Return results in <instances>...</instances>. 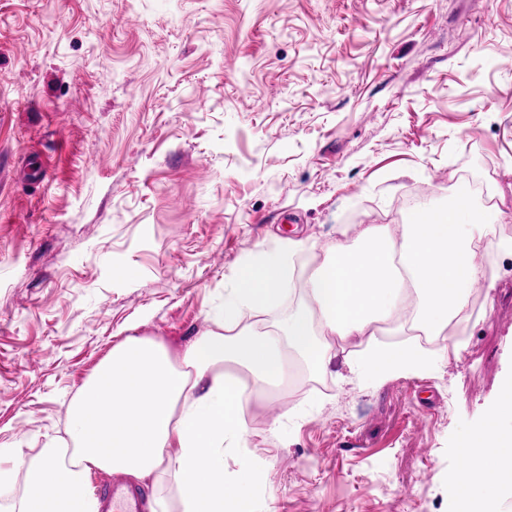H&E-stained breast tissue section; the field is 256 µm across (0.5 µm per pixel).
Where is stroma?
Wrapping results in <instances>:
<instances>
[{"mask_svg":"<svg viewBox=\"0 0 512 512\" xmlns=\"http://www.w3.org/2000/svg\"><path fill=\"white\" fill-rule=\"evenodd\" d=\"M471 181L512 239V0H0V446L65 436L125 337L180 351L251 252L305 239L299 284ZM483 265L432 371L245 405L257 512H456L512 379V254Z\"/></svg>","mask_w":512,"mask_h":512,"instance_id":"35a3bbf8","label":"stroma"}]
</instances>
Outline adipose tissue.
Returning a JSON list of instances; mask_svg holds the SVG:
<instances>
[{
    "mask_svg": "<svg viewBox=\"0 0 512 512\" xmlns=\"http://www.w3.org/2000/svg\"><path fill=\"white\" fill-rule=\"evenodd\" d=\"M489 208L469 186L457 185L445 206L419 211L392 227L364 225V245L340 242L310 268L300 303L275 325L259 315L275 307L293 282L292 257L303 241L249 254L230 278L210 325L181 351L129 336L79 389L69 409L67 439L35 453L0 448V487L22 477L12 512H98L93 471L141 481L170 480L182 512H252L255 476L242 467L227 476V449L249 445L245 403L280 390L288 368L324 370L341 358L354 377L380 380L422 372L432 354L411 341L413 332L446 335L469 318L467 291L486 277L481 253L501 248ZM401 336L378 342L383 327ZM365 339L352 352L349 338ZM512 382L495 416L470 433L457 484L471 494L472 512H491L493 488H512ZM498 481L488 486L487 471ZM59 494L44 499L45 485Z\"/></svg>",
    "mask_w": 512,
    "mask_h": 512,
    "instance_id": "adipose-tissue-1",
    "label": "adipose tissue"
}]
</instances>
